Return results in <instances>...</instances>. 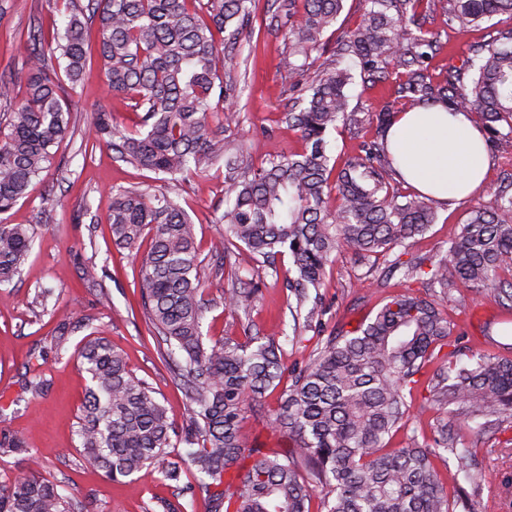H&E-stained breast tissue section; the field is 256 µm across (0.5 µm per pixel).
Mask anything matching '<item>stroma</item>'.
Returning a JSON list of instances; mask_svg holds the SVG:
<instances>
[{
  "instance_id": "obj_1",
  "label": "stroma",
  "mask_w": 512,
  "mask_h": 512,
  "mask_svg": "<svg viewBox=\"0 0 512 512\" xmlns=\"http://www.w3.org/2000/svg\"><path fill=\"white\" fill-rule=\"evenodd\" d=\"M428 30L442 45L431 61L429 74H439L448 60L463 59L471 46L484 43L496 32L512 28V18L495 17L492 25L468 31L453 29L438 0H425L419 11ZM63 17L54 0H0V80L8 83L14 100L26 91L28 32L34 25L44 31L62 26ZM288 18L269 12L267 0H255L253 20L244 29L238 68L246 85L232 106L239 118L235 137L255 160L303 151L299 133L289 130L281 117L291 97L289 85L277 69L288 49ZM336 65L355 75L347 87L350 105L364 111L369 106L393 99L395 82L370 85L359 75L351 58L337 57ZM72 113L70 131L55 148L53 164L34 180L28 194L8 213L11 224L30 227L35 235L30 256L10 285L0 287V439L26 434L28 452L0 456V484L38 468L56 481L64 493L74 495L88 512H166L168 505H190L205 512L202 495H191V473L180 481L167 480L160 471H144L125 482L106 480L80 454L76 426L84 400L87 379L74 352L93 328L126 353L130 370L158 393L175 421L186 410L184 390L177 385L147 334L134 286L132 257L128 250L113 246L106 223L117 190L146 187L169 193L191 215L209 286L205 298L202 330L215 338L245 340L247 332H269L277 321L291 322L289 292L283 284L288 274L286 261L276 270L256 265L244 249L225 253L224 162L216 160L211 171L180 185L157 180L153 173L114 161L106 145H89V129L99 112L111 113L119 128L134 130L135 107L130 99L111 94L97 67L87 69L82 82L69 98ZM490 168L482 192L470 199L440 205L438 221L407 248L410 256L430 261L448 251L456 224L462 223L473 207L494 202V190L512 178V152L490 150ZM224 255L223 268H216L217 255ZM95 262L97 285L85 284L81 268ZM383 261H356L339 252L327 268L322 301L327 313L323 330L302 331L299 342L283 346L287 366L303 364L327 332L355 328L374 316L388 296L411 291L432 298L433 288L419 282L405 283L401 276L384 277ZM252 278L256 302L246 313L224 307V291L232 287L235 274ZM441 308L454 325L458 337L450 350L454 359L467 362L472 349L482 341L493 345L512 344V315L492 303L462 308L454 300L442 301ZM69 317L73 332L63 350H56L51 338L61 317ZM41 373L48 382L43 394L34 396L25 388L29 373ZM434 372L426 366L407 402L412 421L409 430L394 434L391 447L406 442L416 433L420 444L432 443L442 410L427 401V383ZM278 393L250 407L244 424L247 442H258L278 451L286 450L287 439L274 435L266 425L268 414L279 405ZM512 441V428L491 426L484 438L473 445L474 459L486 469L512 471V453L505 452Z\"/></svg>"
}]
</instances>
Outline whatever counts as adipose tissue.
Returning a JSON list of instances; mask_svg holds the SVG:
<instances>
[{"label":"adipose tissue","mask_w":512,"mask_h":512,"mask_svg":"<svg viewBox=\"0 0 512 512\" xmlns=\"http://www.w3.org/2000/svg\"><path fill=\"white\" fill-rule=\"evenodd\" d=\"M389 149L403 177L443 203L480 192L489 166L484 137L467 114L439 106L403 114Z\"/></svg>","instance_id":"1"}]
</instances>
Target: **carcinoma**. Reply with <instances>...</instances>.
<instances>
[{
    "label": "carcinoma",
    "instance_id": "obj_1",
    "mask_svg": "<svg viewBox=\"0 0 512 512\" xmlns=\"http://www.w3.org/2000/svg\"><path fill=\"white\" fill-rule=\"evenodd\" d=\"M65 22L46 38L30 32L25 99L9 104L8 133L0 136V286L21 272L34 241L22 224L3 215L27 195L51 166V147L68 133V91L89 61L101 66L108 90L136 100V125L124 133L108 112L91 127L96 143L116 158L186 180L224 156V243L246 248L256 262L288 256L294 276V330L322 316L320 289L334 253L384 259L406 282L426 280L442 298L456 292L459 307L478 298L512 310V183L494 191L492 208L475 207L458 225L448 255L427 271L395 249L424 235L437 221V201L407 193L387 133L401 112L440 105L479 115L487 142L512 148V28L448 61L441 78L427 74L440 50L437 37L417 25L422 0H363L364 12L346 34L342 51L375 82L394 75L395 100L372 113V136L341 169L327 150L338 124L357 126L349 108L347 69L319 70L325 32L345 0H288L289 51L280 62L296 94L285 113L288 129L306 143L301 153L257 162L242 146L213 141V126H237L230 107L238 93L233 51L251 18L254 0H61ZM449 24L460 30L501 14L512 0H441ZM97 22L92 30L89 22ZM112 243L139 252L137 286L149 335L187 393L181 426L157 392L128 368L124 351L94 331L78 352L89 378L76 434L83 456L104 477L119 482L154 466L172 481L192 470L205 494L206 512H472L471 499L489 482L444 423L434 445L389 447L393 432L410 422L406 389L429 363L428 401L466 419L512 424V356L477 350L465 364L441 354L453 335L434 300L399 293L368 323L338 329L288 368L276 333L243 343L203 335V260L190 216L168 194L119 191L108 215ZM224 290V307L249 311L255 291L247 283ZM61 318L55 346L69 340ZM270 427L288 437L285 452L247 447L241 434L248 405L276 390L285 377ZM27 450L24 436L0 441V455ZM448 472L450 478L443 477ZM0 512H88L57 482L32 470L0 485Z\"/></svg>",
    "mask_w": 512,
    "mask_h": 512
}]
</instances>
